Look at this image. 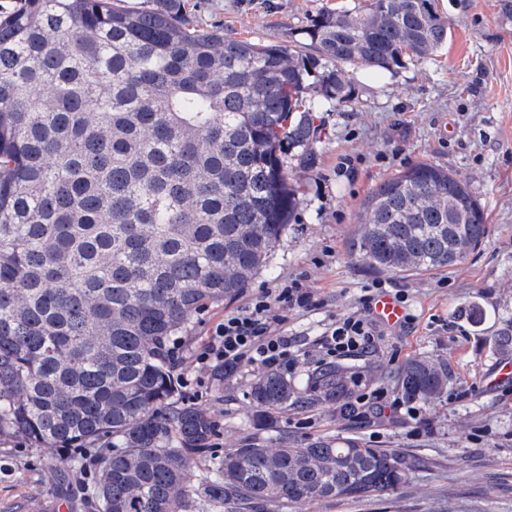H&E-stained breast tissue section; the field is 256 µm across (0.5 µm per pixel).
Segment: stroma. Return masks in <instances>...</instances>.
Masks as SVG:
<instances>
[{
  "label": "stroma",
  "instance_id": "obj_1",
  "mask_svg": "<svg viewBox=\"0 0 512 512\" xmlns=\"http://www.w3.org/2000/svg\"><path fill=\"white\" fill-rule=\"evenodd\" d=\"M197 19L220 24L225 37L283 46L307 42L321 9H354L362 0H191ZM447 19L448 46L395 72L345 66L352 99L322 103L309 162L291 161L300 202L269 263L247 294L210 304L191 318L181 341L179 372L198 376L196 407L215 423L207 451L194 455L191 480L201 486L224 452L248 444H303L355 437L422 459L414 477L387 495L295 504L286 512H512V384L486 385L503 361L492 336L512 327V0H435ZM419 162L465 179L485 211L490 232L458 266L391 272L356 252L362 205L383 180ZM298 280L318 305L288 313L286 328L310 359L287 368L304 385L318 366L327 324L360 310L365 288L402 292L408 322L377 325L372 352L342 359L354 395L398 398V371L416 356L448 364L442 401L417 403L383 421L349 418L335 406L296 404L257 422L250 399L260 372L248 366L216 380L198 371L193 354L225 312L248 295ZM478 306L480 323L465 309ZM97 449L73 459L57 448L0 444V512H89Z\"/></svg>",
  "mask_w": 512,
  "mask_h": 512
}]
</instances>
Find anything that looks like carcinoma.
Instances as JSON below:
<instances>
[{"label":"carcinoma","mask_w":512,"mask_h":512,"mask_svg":"<svg viewBox=\"0 0 512 512\" xmlns=\"http://www.w3.org/2000/svg\"><path fill=\"white\" fill-rule=\"evenodd\" d=\"M434 0L319 11L330 65L305 83V45L224 38L188 0H13L0 6V440L78 453L109 437L96 512H191L192 455L214 424L174 400L167 347L190 318L248 288L298 207L288 158L311 156L304 94L343 104L339 64L394 72L448 44ZM489 232L467 182L417 163L363 205L357 250L389 271L455 267ZM352 380L321 367L303 391L266 371L256 419L304 402L353 415ZM448 363L416 357L407 400L432 402ZM419 462L356 438L224 451L204 492L224 512L363 499Z\"/></svg>","instance_id":"1"}]
</instances>
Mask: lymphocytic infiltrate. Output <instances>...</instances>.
Wrapping results in <instances>:
<instances>
[{
    "label": "lymphocytic infiltrate",
    "instance_id": "obj_1",
    "mask_svg": "<svg viewBox=\"0 0 512 512\" xmlns=\"http://www.w3.org/2000/svg\"><path fill=\"white\" fill-rule=\"evenodd\" d=\"M312 305V293L295 279L260 291L242 306L226 312L212 326L196 360L215 377H230L254 365L278 370L298 361L299 341L285 329L284 312ZM373 343L370 322L365 316L354 313L334 322L322 336L319 346L324 356L344 358L369 352Z\"/></svg>",
    "mask_w": 512,
    "mask_h": 512
}]
</instances>
